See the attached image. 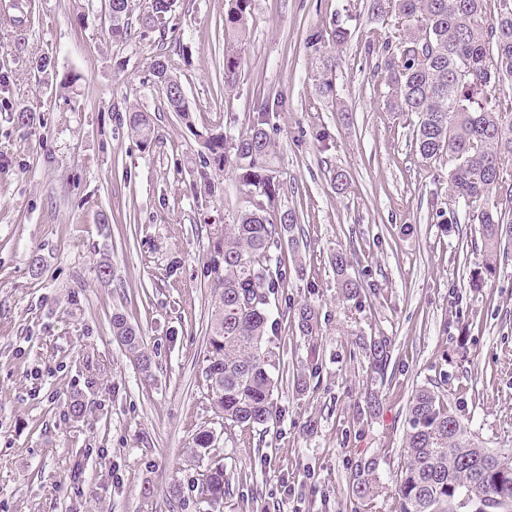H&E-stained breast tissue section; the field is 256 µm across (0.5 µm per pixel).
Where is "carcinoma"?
I'll return each instance as SVG.
<instances>
[{
  "mask_svg": "<svg viewBox=\"0 0 512 512\" xmlns=\"http://www.w3.org/2000/svg\"><path fill=\"white\" fill-rule=\"evenodd\" d=\"M253 0H230L224 15V85L236 84L242 41ZM373 0L371 11L395 17L397 41L384 43L380 69L392 90V110L416 116L415 145L420 156L452 157L448 196L465 206L468 221L480 225L485 270L494 273L503 243L512 241V0ZM171 0H151L141 17L148 30L166 31ZM112 39L131 31L128 0H108ZM167 108L188 115L181 80L165 61L153 64ZM277 103L267 106L252 127L230 140L204 138V165L232 166L252 195L251 208L216 237L207 272L219 291L209 322L208 355L203 374L213 408L226 422L255 428L275 414L280 357L267 340L271 296L284 287L288 269L278 255L285 233L297 229L296 213L269 217L279 194L271 166L273 152L264 126ZM133 133L145 142L154 126L141 111L128 115ZM336 274L344 293L361 284L346 276L350 257L336 252ZM294 317L300 332L311 336L315 308L302 304ZM113 331L145 376L152 360L143 339L127 320L113 317ZM377 370L387 362V341L370 343ZM406 462L397 471L395 490L400 512H512V464L481 447L448 402L435 391L416 392L408 411L404 440ZM224 465L215 462L201 483L211 506L224 498Z\"/></svg>",
  "mask_w": 512,
  "mask_h": 512,
  "instance_id": "cac0c4a2",
  "label": "carcinoma"
}]
</instances>
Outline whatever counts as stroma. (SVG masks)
<instances>
[{
	"instance_id": "stroma-1",
	"label": "stroma",
	"mask_w": 512,
	"mask_h": 512,
	"mask_svg": "<svg viewBox=\"0 0 512 512\" xmlns=\"http://www.w3.org/2000/svg\"><path fill=\"white\" fill-rule=\"evenodd\" d=\"M101 3L0 0V512H209L201 475L217 460L229 483L220 512H366L365 474L367 512H399L394 479L423 388L512 461V251L486 274L478 225L443 223L454 162L420 157L414 119L392 112L378 67L394 19L369 0H254L228 88V0H176L162 36L136 24L149 0H129L135 24L120 42ZM160 53L189 119L167 109ZM272 96L275 207L296 211L306 237L280 249L288 283L269 337L285 374L314 377L301 393L281 383L277 417L246 430L215 412L202 370L213 228L249 198L233 168L201 167V136L249 129ZM133 110L151 142L131 134ZM340 248L364 285L354 298L331 264ZM304 302L318 310L311 337L292 312ZM117 313L140 329L151 377L114 336ZM379 336L381 375L369 351ZM203 430L213 445L198 459Z\"/></svg>"
}]
</instances>
